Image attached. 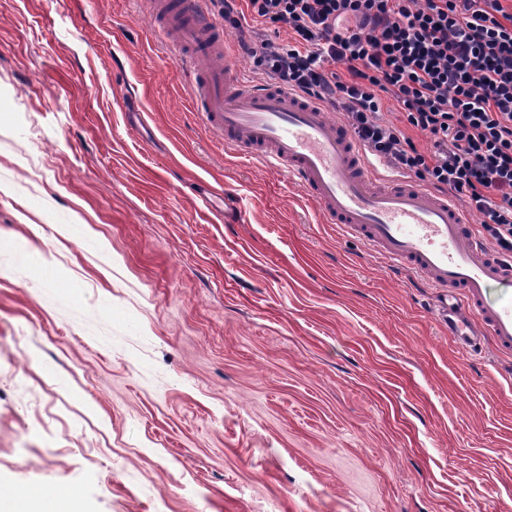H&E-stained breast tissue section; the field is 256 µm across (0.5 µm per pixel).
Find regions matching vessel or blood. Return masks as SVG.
Returning <instances> with one entry per match:
<instances>
[{
  "label": "vessel or blood",
  "instance_id": "b4317fda",
  "mask_svg": "<svg viewBox=\"0 0 512 512\" xmlns=\"http://www.w3.org/2000/svg\"><path fill=\"white\" fill-rule=\"evenodd\" d=\"M192 77L197 113L225 145L301 183L326 223L342 225L394 268L441 289L439 321L466 354L512 355V255L491 252L447 195L378 170L346 126L305 94L246 82L203 0H149Z\"/></svg>",
  "mask_w": 512,
  "mask_h": 512
}]
</instances>
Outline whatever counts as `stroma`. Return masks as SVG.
<instances>
[{"label": "stroma", "instance_id": "1", "mask_svg": "<svg viewBox=\"0 0 512 512\" xmlns=\"http://www.w3.org/2000/svg\"><path fill=\"white\" fill-rule=\"evenodd\" d=\"M196 116L145 0H0V512H512V378Z\"/></svg>", "mask_w": 512, "mask_h": 512}]
</instances>
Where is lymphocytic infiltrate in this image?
Here are the masks:
<instances>
[{
	"instance_id": "1",
	"label": "lymphocytic infiltrate",
	"mask_w": 512,
	"mask_h": 512,
	"mask_svg": "<svg viewBox=\"0 0 512 512\" xmlns=\"http://www.w3.org/2000/svg\"><path fill=\"white\" fill-rule=\"evenodd\" d=\"M245 2L246 12L227 2L221 13L260 74L342 112L394 169L465 197L512 252V11L503 0ZM268 24L287 26V43L267 39ZM384 92L401 125L384 121ZM409 128L429 136L432 151H419Z\"/></svg>"
}]
</instances>
